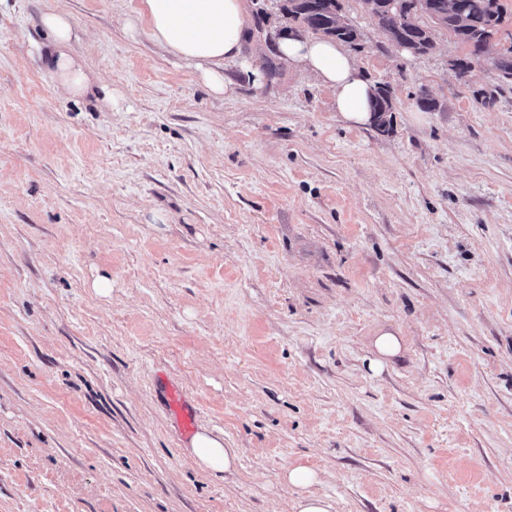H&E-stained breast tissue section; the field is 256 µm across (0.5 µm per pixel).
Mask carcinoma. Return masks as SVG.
<instances>
[{"mask_svg":"<svg viewBox=\"0 0 512 512\" xmlns=\"http://www.w3.org/2000/svg\"><path fill=\"white\" fill-rule=\"evenodd\" d=\"M461 9L448 6V0H361V3L386 36L388 41H404L423 55L435 47L438 28L448 31L458 42L469 48L467 55L457 59V69L465 73L479 59H489L498 77L512 83V49L488 57L490 39L497 32L504 13L500 0H457ZM338 0H282L280 11L288 25L278 30L282 34L294 30L303 34L327 37L341 43L356 44L359 31L336 14ZM375 122L386 124L385 112L392 111L390 91L379 84Z\"/></svg>","mask_w":512,"mask_h":512,"instance_id":"cac0c4a2","label":"carcinoma"}]
</instances>
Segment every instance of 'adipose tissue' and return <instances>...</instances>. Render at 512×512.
I'll return each mask as SVG.
<instances>
[{
	"label": "adipose tissue",
	"instance_id": "obj_1",
	"mask_svg": "<svg viewBox=\"0 0 512 512\" xmlns=\"http://www.w3.org/2000/svg\"><path fill=\"white\" fill-rule=\"evenodd\" d=\"M39 24L48 39L46 62L55 85L75 97L90 94L94 83L72 52L77 36L69 15L45 12ZM124 26L144 29L167 53L194 66L210 91L222 94L228 89L224 62L240 57L253 17L247 0H139ZM278 50L287 67L312 72L333 88L336 110L346 123L370 124L376 87L339 43L294 33L280 40ZM186 448L207 472L229 473L238 463L236 449L226 447L222 435L204 427L191 436ZM282 480L296 492L292 512H334L330 498L312 491L320 481L315 470L292 464Z\"/></svg>",
	"mask_w": 512,
	"mask_h": 512
}]
</instances>
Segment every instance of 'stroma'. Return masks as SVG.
<instances>
[{"label": "stroma", "mask_w": 512, "mask_h": 512, "mask_svg": "<svg viewBox=\"0 0 512 512\" xmlns=\"http://www.w3.org/2000/svg\"><path fill=\"white\" fill-rule=\"evenodd\" d=\"M342 3L389 130L246 56L213 94L124 28L138 0H0V512H286L296 462L335 512H512V84ZM53 9L92 95L49 76ZM163 375L232 473L188 459ZM373 345L375 354L370 362L376 370L382 369L390 358L396 357L401 351L400 340L391 331L380 332Z\"/></svg>", "instance_id": "35a3bbf8"}]
</instances>
